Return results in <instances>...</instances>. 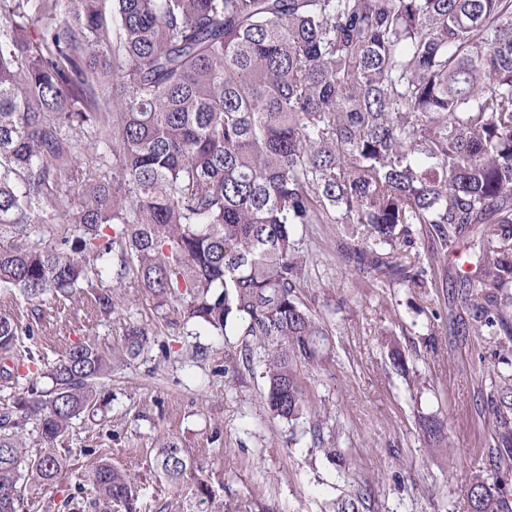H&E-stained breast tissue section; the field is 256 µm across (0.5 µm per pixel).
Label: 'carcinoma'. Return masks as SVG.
<instances>
[{
	"instance_id": "carcinoma-1",
	"label": "carcinoma",
	"mask_w": 512,
	"mask_h": 512,
	"mask_svg": "<svg viewBox=\"0 0 512 512\" xmlns=\"http://www.w3.org/2000/svg\"><path fill=\"white\" fill-rule=\"evenodd\" d=\"M0 0V289L60 304L140 283L178 324L241 337L263 404L306 412L299 366L332 359L330 331L299 302L308 259L297 224H356L360 272L409 278L396 230L433 227L451 249L470 224L490 245L478 319L512 336V0ZM36 31H29L28 20ZM40 240L32 241L34 233ZM31 326L0 313V359L35 379L0 407V512L52 485L72 421L95 387L148 350L131 323L110 350L90 339L41 367L15 352ZM434 446L444 426L422 423ZM38 447L28 453L30 445ZM153 470H198L173 437ZM94 507L135 512L137 485L100 461ZM469 512H504L477 474Z\"/></svg>"
}]
</instances>
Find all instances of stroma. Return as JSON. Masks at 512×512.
<instances>
[{"mask_svg":"<svg viewBox=\"0 0 512 512\" xmlns=\"http://www.w3.org/2000/svg\"><path fill=\"white\" fill-rule=\"evenodd\" d=\"M295 239L309 258L298 296L330 322L335 360L302 369L307 412L291 423L261 404L259 374L233 369L239 337L170 327L173 306L156 307L137 281L117 289L111 315L93 318L79 295L60 307L0 294V310L34 329L23 349L49 363L83 338L118 345L135 320L158 330L148 353L100 385L105 407L74 419L66 472L27 490L23 512H96L83 475L101 460L135 475L145 512H217L225 504L233 512H333L350 497L359 512H468L473 477L490 470L512 496V451L499 447L497 423L499 414L512 416V338L489 336L470 301L480 225L451 256L426 226L411 225L402 249L421 273L415 283L356 271L351 226L300 224ZM393 344L407 372L392 367ZM424 416L443 420L447 453L425 441ZM163 434L198 462L210 496L199 495L195 480L175 487L151 470L150 450ZM329 448L340 461H328Z\"/></svg>","mask_w":512,"mask_h":512,"instance_id":"obj_1","label":"stroma"}]
</instances>
